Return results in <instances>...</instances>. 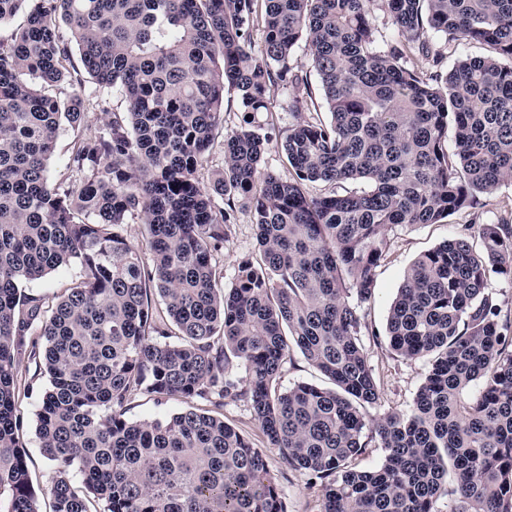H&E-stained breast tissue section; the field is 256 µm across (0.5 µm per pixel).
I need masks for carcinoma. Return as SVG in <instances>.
Instances as JSON below:
<instances>
[{"mask_svg":"<svg viewBox=\"0 0 512 512\" xmlns=\"http://www.w3.org/2000/svg\"><path fill=\"white\" fill-rule=\"evenodd\" d=\"M28 1L0 42V512H41L19 440L25 359L49 378L36 434L56 466L51 512H287L262 451L224 422L227 400L320 486L323 512H436L449 496L448 512H512V320L490 288L512 278V217L478 225L480 248L456 237L407 270L386 336L427 371L411 409L374 424L360 312L388 229L436 224L512 182V0H0V25ZM436 37L486 55L445 72ZM79 68L119 87L127 112L76 137L52 180L55 141L85 105L51 89ZM273 84L298 117L280 143L286 178L262 170ZM227 91L244 115L205 185ZM243 208L260 260L241 258L224 288L215 254ZM134 216L148 264L121 233ZM72 260V287L21 293ZM292 344L329 386L281 389ZM139 393L212 411L130 421ZM373 442L382 460L361 469Z\"/></svg>","mask_w":512,"mask_h":512,"instance_id":"cac0c4a2","label":"carcinoma"}]
</instances>
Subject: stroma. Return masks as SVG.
<instances>
[{
    "label": "stroma",
    "mask_w": 512,
    "mask_h": 512,
    "mask_svg": "<svg viewBox=\"0 0 512 512\" xmlns=\"http://www.w3.org/2000/svg\"><path fill=\"white\" fill-rule=\"evenodd\" d=\"M78 79L82 87L87 121L91 127L101 126L103 111L125 112L126 101L119 88L101 87L84 72L79 73ZM288 98V89L280 85L271 86L268 93L269 111L261 116L263 122L274 125L277 136L264 155L263 168L283 177L288 174V165L279 141L296 121L295 116L288 111ZM511 214L512 185H506L494 194L479 196L475 207L456 211L440 223L413 227L396 226L390 230V250L387 259L377 270L375 295L370 302L361 306L368 328L379 335L378 340L369 339L365 342L367 357L380 387L377 404L366 410L368 418L377 420L391 414L408 412L424 381L426 360H405L397 357L385 336L389 306L407 269L421 254L448 239L466 234L469 225L493 223ZM257 254L255 228L249 215L240 213L228 242L217 256L222 287H230L233 283L237 262L241 257H254ZM18 378L31 384L30 390L20 393L18 398V407L23 417L20 441L27 453L32 488L40 503L44 504L48 501L46 490L55 475V466L40 451L35 424L47 380L45 377L35 376L33 368L25 365L20 366ZM224 420L248 436L255 447L265 450L268 467L277 480L288 512H321L319 487L311 484L300 472L288 468L276 451L268 449L266 440L246 404L227 403L224 407Z\"/></svg>",
    "instance_id": "1"
}]
</instances>
